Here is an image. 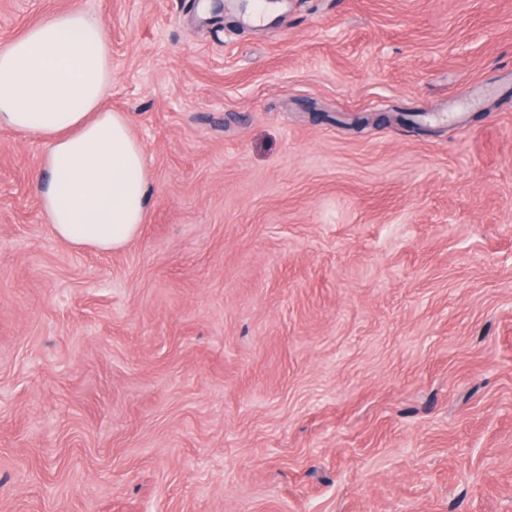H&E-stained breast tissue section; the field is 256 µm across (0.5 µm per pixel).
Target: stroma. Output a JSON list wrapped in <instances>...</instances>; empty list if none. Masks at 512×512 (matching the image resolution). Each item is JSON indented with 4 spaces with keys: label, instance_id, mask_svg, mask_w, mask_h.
Returning <instances> with one entry per match:
<instances>
[{
    "label": "stroma",
    "instance_id": "1",
    "mask_svg": "<svg viewBox=\"0 0 512 512\" xmlns=\"http://www.w3.org/2000/svg\"><path fill=\"white\" fill-rule=\"evenodd\" d=\"M199 2L0 0L106 24L152 187L65 246L0 130V512H512V0Z\"/></svg>",
    "mask_w": 512,
    "mask_h": 512
}]
</instances>
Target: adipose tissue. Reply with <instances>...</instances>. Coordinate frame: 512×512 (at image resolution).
Wrapping results in <instances>:
<instances>
[{"label":"adipose tissue","mask_w":512,"mask_h":512,"mask_svg":"<svg viewBox=\"0 0 512 512\" xmlns=\"http://www.w3.org/2000/svg\"><path fill=\"white\" fill-rule=\"evenodd\" d=\"M111 44L79 8L53 14L0 48V128L45 145L37 192L54 237L71 247L124 248L150 201L143 149L108 110Z\"/></svg>","instance_id":"obj_1"}]
</instances>
